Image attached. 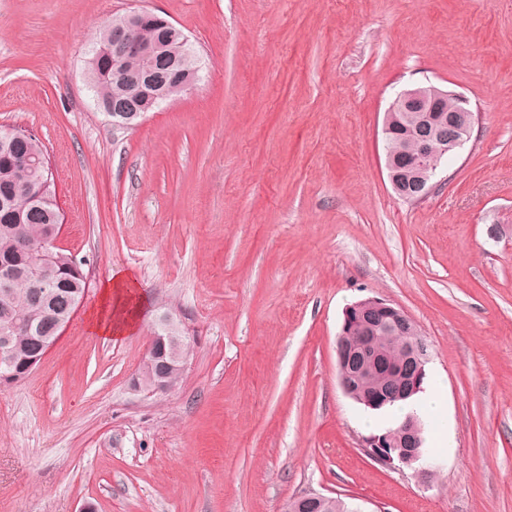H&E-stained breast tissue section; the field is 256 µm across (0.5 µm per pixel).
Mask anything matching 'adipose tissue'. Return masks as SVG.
I'll return each instance as SVG.
<instances>
[{
	"label": "adipose tissue",
	"mask_w": 512,
	"mask_h": 512,
	"mask_svg": "<svg viewBox=\"0 0 512 512\" xmlns=\"http://www.w3.org/2000/svg\"><path fill=\"white\" fill-rule=\"evenodd\" d=\"M143 302V294L133 289L129 277L114 273L101 294L100 310L89 327L108 337L123 336L133 330Z\"/></svg>",
	"instance_id": "ef3b65f1"
}]
</instances>
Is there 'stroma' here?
<instances>
[{"label":"stroma","mask_w":512,"mask_h":512,"mask_svg":"<svg viewBox=\"0 0 512 512\" xmlns=\"http://www.w3.org/2000/svg\"><path fill=\"white\" fill-rule=\"evenodd\" d=\"M188 37L195 90L113 128L85 61L113 16ZM432 84L478 112L425 199L393 192L382 121ZM0 125L53 165L61 245L90 288L23 382L0 388V512H512V0H0ZM147 305L89 328L114 271ZM403 309L430 346L429 484L362 437L395 413L339 386L351 304ZM181 383L133 382L159 315ZM329 497L320 493L299 495L288 501L285 511L306 512V510L319 509L322 508Z\"/></svg>","instance_id":"35a3bbf8"}]
</instances>
